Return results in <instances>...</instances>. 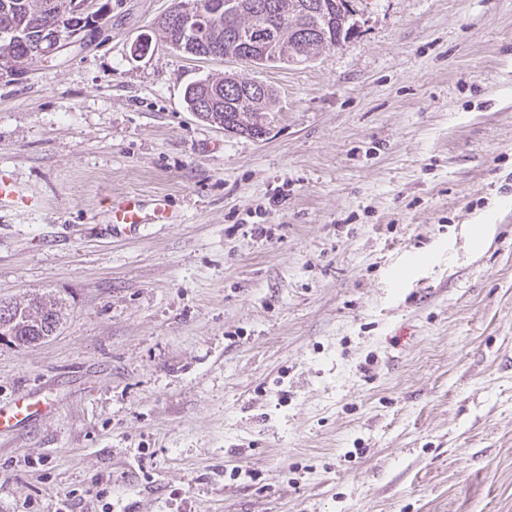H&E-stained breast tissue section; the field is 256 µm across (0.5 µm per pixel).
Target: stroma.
Listing matches in <instances>:
<instances>
[{
    "mask_svg": "<svg viewBox=\"0 0 512 512\" xmlns=\"http://www.w3.org/2000/svg\"><path fill=\"white\" fill-rule=\"evenodd\" d=\"M171 2L0 77V299L69 309L0 344L1 404L62 402L0 512H512V0H351L252 70L260 140L184 102L236 63L139 50ZM112 218L114 223H119L118 225H123L129 230L138 229L140 224H145L148 220L147 213L143 210V205L135 197H127L117 207H114ZM25 305L9 315L4 323H8V334L12 336L11 343L16 347H31L40 343L41 336H45L42 342L54 336L65 319V303L56 296H42L25 298ZM9 336H0V343H7Z\"/></svg>",
    "mask_w": 512,
    "mask_h": 512,
    "instance_id": "stroma-1",
    "label": "stroma"
}]
</instances>
